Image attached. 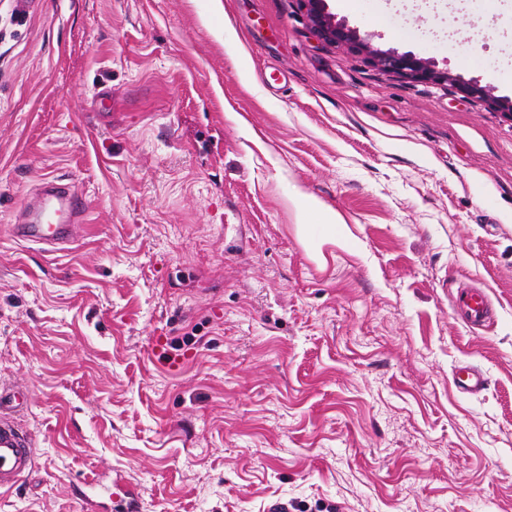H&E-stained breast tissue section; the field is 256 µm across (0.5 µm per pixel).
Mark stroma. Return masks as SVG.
<instances>
[{
    "instance_id": "1",
    "label": "stroma",
    "mask_w": 512,
    "mask_h": 512,
    "mask_svg": "<svg viewBox=\"0 0 512 512\" xmlns=\"http://www.w3.org/2000/svg\"><path fill=\"white\" fill-rule=\"evenodd\" d=\"M327 8L459 83L300 0H0V384L37 443L0 512L94 479L112 512H512V117L461 89L512 98V0ZM54 177L80 237L16 241ZM300 1L318 37L330 43L348 45L357 53L365 55L374 67L421 81L455 83L458 80L448 70L437 69L433 60L417 58L411 53H400L395 49L375 47L369 35L362 36L359 30L336 22L335 15L328 12L325 0ZM455 305L463 312L467 323L479 326L483 325L488 316L490 300L483 289L465 287L456 296ZM453 380L456 389L465 394L478 393L487 386L485 374L480 368L473 365L459 367Z\"/></svg>"
}]
</instances>
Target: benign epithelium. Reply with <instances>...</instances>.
I'll use <instances>...</instances> for the list:
<instances>
[{
    "label": "benign epithelium",
    "instance_id": "benign-epithelium-1",
    "mask_svg": "<svg viewBox=\"0 0 512 512\" xmlns=\"http://www.w3.org/2000/svg\"><path fill=\"white\" fill-rule=\"evenodd\" d=\"M312 27L322 40L330 43L348 45L352 50L366 56L375 67L421 81L456 82L457 76L447 70H439L432 60L416 57L411 53H400L395 49H381L374 46L370 36L362 35L356 29L336 21L335 15L327 10L325 0H301ZM466 90L483 99L492 108L501 110L512 117V98L498 97L491 93L488 86L478 82L466 86Z\"/></svg>",
    "mask_w": 512,
    "mask_h": 512
}]
</instances>
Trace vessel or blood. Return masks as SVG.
<instances>
[{
  "mask_svg": "<svg viewBox=\"0 0 512 512\" xmlns=\"http://www.w3.org/2000/svg\"><path fill=\"white\" fill-rule=\"evenodd\" d=\"M85 209V199L74 185L45 181L26 201L16 235L56 248L70 244L82 231ZM455 304L467 323L479 326L488 316L490 300L483 289L468 287L457 295ZM454 385L462 393L474 394L486 388L487 378L480 368L465 365L456 370ZM26 400L23 391L0 387V490L13 487L35 464L34 439L19 430L11 416Z\"/></svg>",
  "mask_w": 512,
  "mask_h": 512,
  "instance_id": "vessel-or-blood-1",
  "label": "vessel or blood"
}]
</instances>
